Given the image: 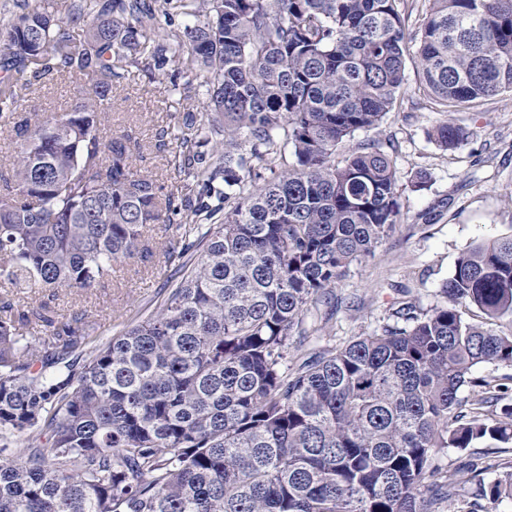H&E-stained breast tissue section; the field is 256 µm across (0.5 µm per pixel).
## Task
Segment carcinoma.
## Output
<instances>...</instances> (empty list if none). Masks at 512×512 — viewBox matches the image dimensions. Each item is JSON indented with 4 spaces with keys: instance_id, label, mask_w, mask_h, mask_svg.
I'll return each instance as SVG.
<instances>
[{
    "instance_id": "cac0c4a2",
    "label": "carcinoma",
    "mask_w": 512,
    "mask_h": 512,
    "mask_svg": "<svg viewBox=\"0 0 512 512\" xmlns=\"http://www.w3.org/2000/svg\"><path fill=\"white\" fill-rule=\"evenodd\" d=\"M401 2L15 0L0 17V123L28 72L86 84L69 111L13 126L0 286L88 288L150 252L153 224L175 274L155 311L99 345L81 311L57 326L0 299V512H492L512 499V459L440 463L446 448L512 443V374L472 376L512 367V329H495L512 324V234L463 251L443 303H408L288 367L307 306L330 303L401 223L393 155L378 141L336 152L391 111L409 44L445 112L512 93V0H429L413 34ZM134 68L213 114L157 134L192 182L178 201L134 171L123 138L99 136ZM428 137L454 150L468 133L445 122Z\"/></svg>"
}]
</instances>
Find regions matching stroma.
Returning a JSON list of instances; mask_svg holds the SVG:
<instances>
[{
	"mask_svg": "<svg viewBox=\"0 0 512 512\" xmlns=\"http://www.w3.org/2000/svg\"><path fill=\"white\" fill-rule=\"evenodd\" d=\"M406 75L402 94L380 125L353 137L357 144L377 140L394 150L402 221L374 257L351 267L330 304L308 307L306 338L301 350L289 351V361H296L299 352L339 346L371 331L403 304L427 309L441 303V285L463 251L474 242L512 233V94L483 99L450 116L423 91L414 62H407ZM80 91L79 81L70 76L43 78L26 90L19 115L34 120L64 112ZM187 112L206 123L197 100L166 92L163 84L135 70L114 91L100 133L106 140L125 137L137 157V171L158 179L164 194H173L180 182L157 149L155 134ZM450 118L469 138L447 151L428 132ZM151 236V256L114 263L110 275L89 288L26 289L21 308L46 306L57 322L80 309L93 335L111 338L149 315L164 297L173 270L162 249V225H154Z\"/></svg>",
	"mask_w": 512,
	"mask_h": 512,
	"instance_id": "1",
	"label": "stroma"
}]
</instances>
